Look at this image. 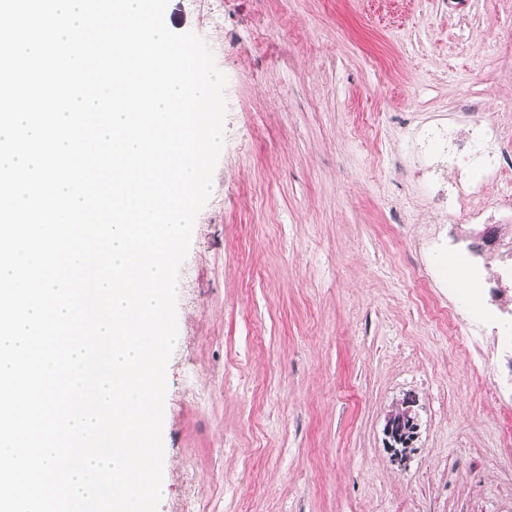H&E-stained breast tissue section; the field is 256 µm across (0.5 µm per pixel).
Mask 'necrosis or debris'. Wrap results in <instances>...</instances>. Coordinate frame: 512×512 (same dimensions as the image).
<instances>
[{
    "label": "necrosis or debris",
    "mask_w": 512,
    "mask_h": 512,
    "mask_svg": "<svg viewBox=\"0 0 512 512\" xmlns=\"http://www.w3.org/2000/svg\"><path fill=\"white\" fill-rule=\"evenodd\" d=\"M407 152L424 187L444 197L440 223L472 220L482 212L475 204L482 184L512 177V124L483 119L469 106L464 118L411 130Z\"/></svg>",
    "instance_id": "4bbe7bcc"
}]
</instances>
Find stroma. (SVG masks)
<instances>
[{"label":"stroma","mask_w":512,"mask_h":512,"mask_svg":"<svg viewBox=\"0 0 512 512\" xmlns=\"http://www.w3.org/2000/svg\"><path fill=\"white\" fill-rule=\"evenodd\" d=\"M227 77L178 276L158 512H512V243L436 225L403 133L512 100V0H168ZM485 275L473 320L440 255ZM416 451L394 462L405 396ZM408 403L409 402L407 401V399L405 397L401 408L398 409L395 412V414H393L396 421H401V420H403V417L405 416L406 410L408 407L407 417H408L410 423H409L408 431H407V433L405 432L404 436H403L404 431L398 429V424L395 423L392 415L388 417V419L386 420V423H385L384 432L387 437V443L389 446L388 448L390 449L392 454L396 457H398V456L401 457V453H400L399 449H397V445H401L402 443H404L406 447L411 448L414 440L418 436V431L420 429L419 414H418V412H416L413 409L412 405L407 406ZM401 447H403V445H401ZM412 451H413V448L409 449V453H411Z\"/></svg>","instance_id":"obj_1"}]
</instances>
